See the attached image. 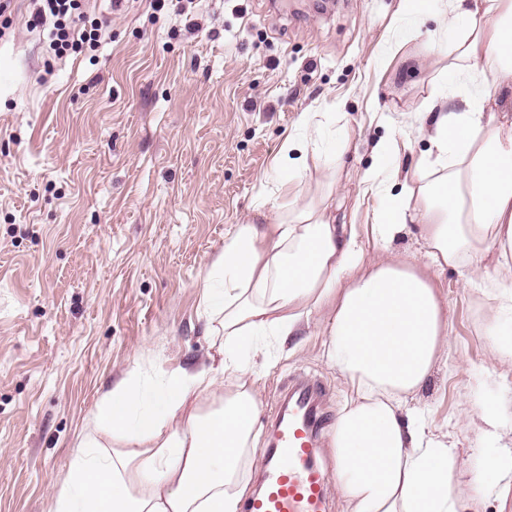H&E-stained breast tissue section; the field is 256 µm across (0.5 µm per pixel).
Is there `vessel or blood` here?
I'll return each instance as SVG.
<instances>
[{
	"label": "vessel or blood",
	"mask_w": 512,
	"mask_h": 512,
	"mask_svg": "<svg viewBox=\"0 0 512 512\" xmlns=\"http://www.w3.org/2000/svg\"><path fill=\"white\" fill-rule=\"evenodd\" d=\"M323 399L317 387L304 386L279 413L274 441L260 464L261 489L247 502V512H328L327 471L315 446Z\"/></svg>",
	"instance_id": "obj_1"
}]
</instances>
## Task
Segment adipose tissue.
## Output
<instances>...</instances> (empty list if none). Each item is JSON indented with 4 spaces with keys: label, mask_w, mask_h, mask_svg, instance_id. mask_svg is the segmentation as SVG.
I'll return each mask as SVG.
<instances>
[{
    "label": "adipose tissue",
    "mask_w": 512,
    "mask_h": 512,
    "mask_svg": "<svg viewBox=\"0 0 512 512\" xmlns=\"http://www.w3.org/2000/svg\"><path fill=\"white\" fill-rule=\"evenodd\" d=\"M447 17L466 18L467 29L436 51L473 65L477 96L449 92L464 109L432 113L430 147L407 175L392 163L389 137L375 145L365 176L383 201L373 241L418 225L427 266L382 258L352 275L362 253L357 232L333 223L330 195L301 200L317 140L308 132L286 141L280 188L301 205L271 224L237 225L214 257L200 303L223 338L212 364L177 369L156 391L132 374L115 384L53 488V512H238L259 406L256 378L239 355L260 348L262 337L299 335L315 318L350 391L331 441L349 512H465L453 489L456 448L435 440L406 399L448 345L431 269L482 281L494 251L512 274V114L500 104L512 91V0H451ZM103 430L115 449L100 446Z\"/></svg>",
    "instance_id": "obj_1"
}]
</instances>
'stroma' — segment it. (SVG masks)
<instances>
[{
	"label": "stroma",
	"mask_w": 512,
	"mask_h": 512,
	"mask_svg": "<svg viewBox=\"0 0 512 512\" xmlns=\"http://www.w3.org/2000/svg\"><path fill=\"white\" fill-rule=\"evenodd\" d=\"M89 0L107 28L95 47L55 56L14 0L0 37V512H48L103 393L139 367L160 383L210 365L199 311L209 264L239 224L275 222L276 161L304 119L332 112L325 138L346 143L332 216L354 226L366 261H423L409 226L389 246L368 234L378 197L363 173L395 129L409 171L429 147L425 114L451 84L436 42L454 43L434 12L395 46L403 0ZM446 304L448 348L408 397L431 432L456 442L470 512H512V492L475 494L486 452L481 407L512 395L494 360L492 314L461 271L432 270ZM311 327L271 358L255 357L259 435L288 385L326 390L319 435L349 390Z\"/></svg>",
	"instance_id": "1"
}]
</instances>
